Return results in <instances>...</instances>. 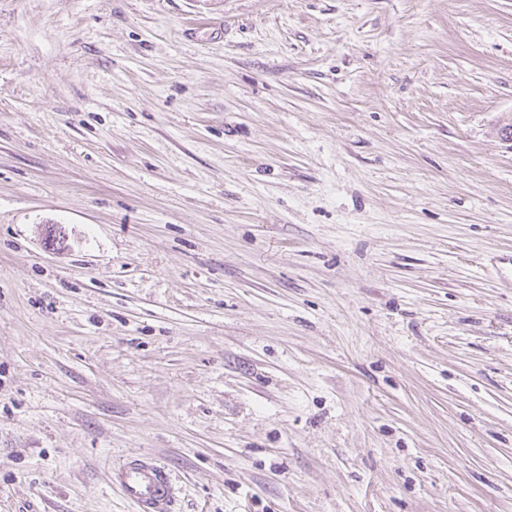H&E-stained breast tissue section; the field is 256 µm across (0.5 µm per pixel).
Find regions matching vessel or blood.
Returning a JSON list of instances; mask_svg holds the SVG:
<instances>
[{
    "mask_svg": "<svg viewBox=\"0 0 512 512\" xmlns=\"http://www.w3.org/2000/svg\"><path fill=\"white\" fill-rule=\"evenodd\" d=\"M112 483L137 512H171L176 489L169 472L154 458L141 456L112 469Z\"/></svg>",
    "mask_w": 512,
    "mask_h": 512,
    "instance_id": "b4317fda",
    "label": "vessel or blood"
}]
</instances>
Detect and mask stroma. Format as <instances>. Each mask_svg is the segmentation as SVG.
Returning a JSON list of instances; mask_svg holds the SVG:
<instances>
[{
    "instance_id": "obj_1",
    "label": "stroma",
    "mask_w": 512,
    "mask_h": 512,
    "mask_svg": "<svg viewBox=\"0 0 512 512\" xmlns=\"http://www.w3.org/2000/svg\"><path fill=\"white\" fill-rule=\"evenodd\" d=\"M512 0H0V512H512ZM112 484L137 512H171L176 489L169 472L154 458L141 456L112 468Z\"/></svg>"
}]
</instances>
